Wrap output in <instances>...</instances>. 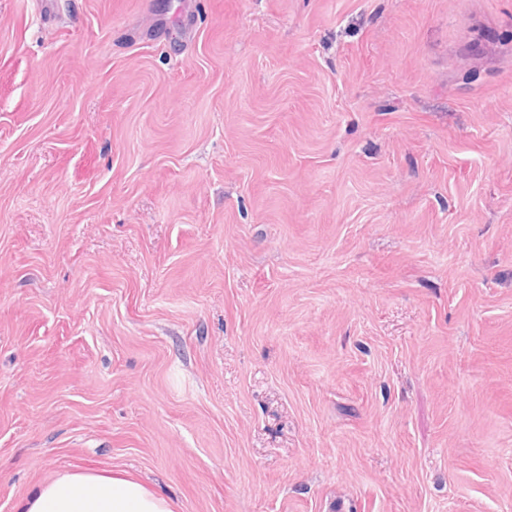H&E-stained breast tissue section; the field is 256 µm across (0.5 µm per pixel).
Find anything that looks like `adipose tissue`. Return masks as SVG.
I'll use <instances>...</instances> for the list:
<instances>
[{
	"instance_id": "1",
	"label": "adipose tissue",
	"mask_w": 512,
	"mask_h": 512,
	"mask_svg": "<svg viewBox=\"0 0 512 512\" xmlns=\"http://www.w3.org/2000/svg\"><path fill=\"white\" fill-rule=\"evenodd\" d=\"M21 512H174V505L133 479L67 470L38 487Z\"/></svg>"
}]
</instances>
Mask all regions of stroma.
Segmentation results:
<instances>
[{
	"label": "stroma",
	"instance_id": "35a3bbf8",
	"mask_svg": "<svg viewBox=\"0 0 512 512\" xmlns=\"http://www.w3.org/2000/svg\"><path fill=\"white\" fill-rule=\"evenodd\" d=\"M512 512V0H0V512ZM173 503L118 474L67 470L38 487L20 512H174Z\"/></svg>",
	"mask_w": 512,
	"mask_h": 512
}]
</instances>
